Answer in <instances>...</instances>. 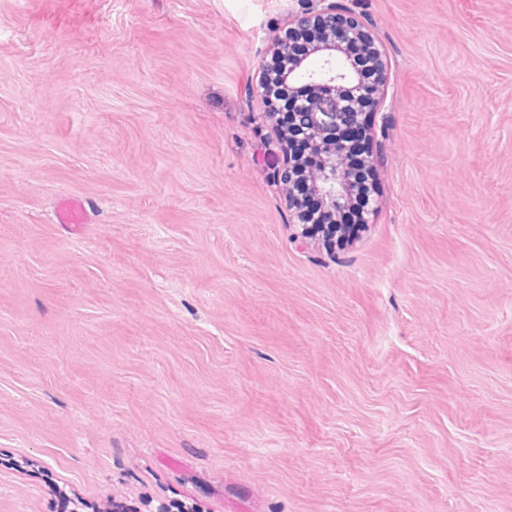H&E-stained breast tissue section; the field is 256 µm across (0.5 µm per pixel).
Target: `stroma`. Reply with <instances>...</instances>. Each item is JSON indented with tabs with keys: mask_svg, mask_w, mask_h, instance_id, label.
Wrapping results in <instances>:
<instances>
[{
	"mask_svg": "<svg viewBox=\"0 0 512 512\" xmlns=\"http://www.w3.org/2000/svg\"><path fill=\"white\" fill-rule=\"evenodd\" d=\"M358 2L377 211L301 247L308 0H0V512H512V0ZM55 215L58 223L67 224L76 232L80 231L83 224L89 222V214L84 202L76 197L61 198Z\"/></svg>",
	"mask_w": 512,
	"mask_h": 512,
	"instance_id": "obj_1",
	"label": "stroma"
}]
</instances>
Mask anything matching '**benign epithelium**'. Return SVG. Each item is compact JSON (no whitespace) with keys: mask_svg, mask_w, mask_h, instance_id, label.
<instances>
[{"mask_svg":"<svg viewBox=\"0 0 512 512\" xmlns=\"http://www.w3.org/2000/svg\"><path fill=\"white\" fill-rule=\"evenodd\" d=\"M357 0H309L306 12L288 24L278 35L270 57L259 72L255 92L275 113L270 87L286 82L304 87L308 94L294 106L295 131L311 138L315 164L309 185L322 201L321 222L335 220L336 213L350 205L357 193L347 167L348 147L330 139L342 129L362 123L365 109L358 101L362 70L355 61L363 57L374 73L372 106L381 102L384 81L382 51L374 36L356 17ZM319 60V66L312 64ZM288 208L293 212V240L307 239L308 217L293 194H288Z\"/></svg>","mask_w":512,"mask_h":512,"instance_id":"1","label":"benign epithelium"}]
</instances>
